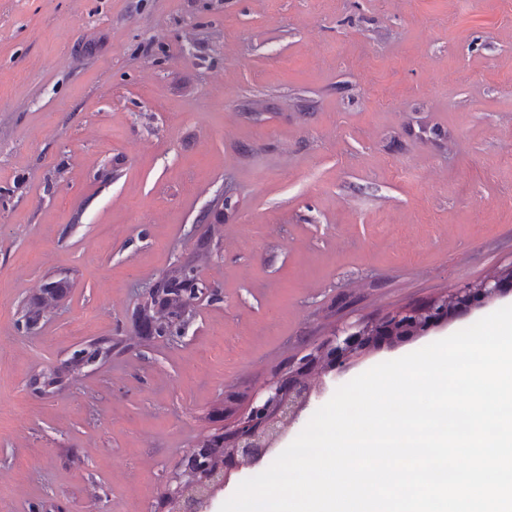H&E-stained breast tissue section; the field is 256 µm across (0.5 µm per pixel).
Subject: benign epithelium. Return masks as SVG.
I'll use <instances>...</instances> for the list:
<instances>
[{
	"label": "benign epithelium",
	"instance_id": "7a95c632",
	"mask_svg": "<svg viewBox=\"0 0 512 512\" xmlns=\"http://www.w3.org/2000/svg\"><path fill=\"white\" fill-rule=\"evenodd\" d=\"M512 288V270L465 283L423 305H409L381 317L338 323L330 335L275 372L252 395L247 413L224 426L220 452L202 443L168 476L169 512H210L217 494L260 464L302 412L325 390V376L345 369L380 345L423 335L454 313L500 297Z\"/></svg>",
	"mask_w": 512,
	"mask_h": 512
}]
</instances>
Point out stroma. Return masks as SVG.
<instances>
[{"instance_id": "obj_1", "label": "stroma", "mask_w": 512, "mask_h": 512, "mask_svg": "<svg viewBox=\"0 0 512 512\" xmlns=\"http://www.w3.org/2000/svg\"><path fill=\"white\" fill-rule=\"evenodd\" d=\"M202 240L220 300L71 378ZM511 268L512 0H0V512H160L184 449L336 321ZM103 354H105L103 348L97 343L88 344L82 348L74 350L69 359L73 377L78 378L84 367L95 365Z\"/></svg>"}]
</instances>
